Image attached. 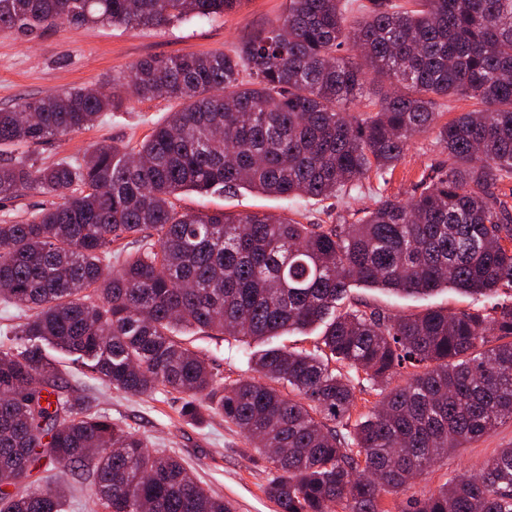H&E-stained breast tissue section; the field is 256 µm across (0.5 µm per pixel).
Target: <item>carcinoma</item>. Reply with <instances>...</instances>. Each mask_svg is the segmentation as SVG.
Masks as SVG:
<instances>
[{"mask_svg":"<svg viewBox=\"0 0 512 512\" xmlns=\"http://www.w3.org/2000/svg\"><path fill=\"white\" fill-rule=\"evenodd\" d=\"M240 0H0V30L135 29L233 11ZM287 0L281 22L227 52L148 57L96 90L0 110V147L84 130L124 103L179 102L137 147L0 164V200L58 196L0 221V300L29 311L0 349V512H65L60 479L91 478L102 512H231L170 455L94 409L43 345L131 394L188 396L254 445L279 512H512V447L386 507L434 462L512 419V304L495 315L391 317L347 301L351 282L409 295L512 288V0ZM362 44L361 61L342 55ZM386 85L366 96V75ZM472 109L437 122L442 100ZM448 151L406 200L353 224L178 211L171 198L257 191L329 199L382 175L415 134ZM154 237L105 274L113 243ZM316 325V349L251 350ZM192 329L248 347L230 385L177 340ZM406 375L402 384L394 377ZM378 400L351 419L356 385Z\"/></svg>","mask_w":512,"mask_h":512,"instance_id":"1","label":"carcinoma"}]
</instances>
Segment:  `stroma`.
<instances>
[{
	"label": "stroma",
	"mask_w": 512,
	"mask_h": 512,
	"mask_svg": "<svg viewBox=\"0 0 512 512\" xmlns=\"http://www.w3.org/2000/svg\"><path fill=\"white\" fill-rule=\"evenodd\" d=\"M285 7L286 0H241L235 10L224 16L195 18L162 29L129 30L110 25L74 29L56 25L30 35L0 31V110L13 108L28 97L101 85L112 75L129 72L137 61L147 57L231 50L255 31L277 25ZM176 107L175 101L162 98L126 105L66 140L37 148L20 143L9 147L7 153L13 157L32 153L50 164L82 157L99 143L134 146L163 123ZM447 159V151L435 142L432 134L425 133L414 138L392 171L383 176L369 174L341 199L293 202L257 192L212 196L185 192L175 196L174 203L180 210H221L235 216L264 211L303 224H350L383 197L408 198L422 173ZM350 295L398 317L428 308H443L452 313L479 308L489 313L498 304L497 298L466 295L451 288L419 297L355 284L350 288ZM179 338L191 350L205 355L212 372L224 380L250 377L242 345L234 338L191 331L180 332ZM55 358L70 383L94 399L97 410L137 434L148 448L176 455L190 476L229 502L233 512H279L265 493L272 473L238 427L208 411L199 421H183L179 417L184 401L180 392L117 391L74 363L70 356L59 352ZM509 445H512V420L490 436L449 453L433 472L415 481L410 493L420 498L441 484L446 475L475 472L498 449Z\"/></svg>",
	"instance_id": "stroma-1"
}]
</instances>
